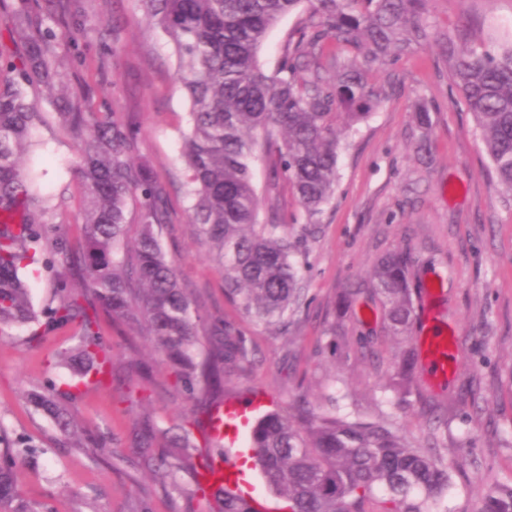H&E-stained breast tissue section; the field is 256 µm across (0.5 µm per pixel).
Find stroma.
<instances>
[{
  "mask_svg": "<svg viewBox=\"0 0 512 512\" xmlns=\"http://www.w3.org/2000/svg\"><path fill=\"white\" fill-rule=\"evenodd\" d=\"M84 4L79 45L88 59L104 48L102 27L117 18L125 22V48L117 59L122 80L113 83L92 67L71 75L69 46L61 42L54 47L61 87L90 89L100 111L134 113L138 153L151 161L169 190L172 222L164 241L175 244L181 257L180 282L207 303L224 306L222 278L187 222L179 130L186 124L188 103L171 80L174 59L167 38L160 28L141 24V0ZM494 25L512 30V0H430L426 42L374 67L370 80L386 96L341 145L335 198L306 244L302 286L308 305L285 336L243 321L257 345L258 361L230 384L241 393L257 388L279 405L300 392L319 404L332 397L345 411L368 419L388 417L412 445H426L421 403L412 396L398 398L385 387L400 341L386 335L375 305L341 303L344 290L379 256L411 252L417 283L444 285L427 311L458 333L453 376L434 385L427 364H420L417 373L422 392L448 406L442 454L453 478L449 512H474L470 485L512 483V195L492 178L471 115L452 92L448 65L438 51L447 36L464 44L485 37ZM38 109L49 117L34 132L44 144L35 154L41 182L49 193L64 195L59 217L74 223L82 197L73 169L75 143L50 120L55 96L41 95ZM423 111L430 114L429 124L418 120ZM337 316L345 333L333 338L328 328ZM24 336L20 328L0 335V424L40 447L36 457L22 459L17 467L25 499L59 500L66 512H129L138 501L144 512H210V502L193 495L190 473L176 470L159 480L145 467L128 466L138 415L119 400L123 369H116L111 387L89 390L78 403L81 420L110 428L115 447L96 462L59 447L53 422L35 411L24 393L49 378L68 379L67 370L48 367L47 356L71 338L58 332L49 347L29 349L22 344ZM367 336L375 337L380 362L362 360L359 341ZM154 388L155 418L201 413V406L173 394L167 370H157Z\"/></svg>",
  "mask_w": 512,
  "mask_h": 512,
  "instance_id": "1",
  "label": "stroma"
}]
</instances>
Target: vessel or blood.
<instances>
[{
  "instance_id": "obj_1",
  "label": "vessel or blood",
  "mask_w": 512,
  "mask_h": 512,
  "mask_svg": "<svg viewBox=\"0 0 512 512\" xmlns=\"http://www.w3.org/2000/svg\"><path fill=\"white\" fill-rule=\"evenodd\" d=\"M420 350L433 364L436 374H447L458 364L456 340L452 335L435 333L425 337ZM253 409V404L231 401L214 413L211 434L223 441L226 451L222 458L216 459L209 476L210 483L220 485L225 479L238 478L245 419Z\"/></svg>"
}]
</instances>
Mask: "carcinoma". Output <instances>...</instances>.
<instances>
[{
    "label": "carcinoma",
    "instance_id": "carcinoma-1",
    "mask_svg": "<svg viewBox=\"0 0 512 512\" xmlns=\"http://www.w3.org/2000/svg\"><path fill=\"white\" fill-rule=\"evenodd\" d=\"M305 1L311 9L281 61L264 68L260 51L269 31ZM142 2L146 20L168 37L173 79L189 101L182 132L188 223L218 266L224 299L237 316L286 332L302 302L307 239L335 197L341 138L355 134L380 103L366 68L425 39L430 0ZM83 13L82 0H68L58 18L21 5L9 37L25 52L0 48V335L25 327L26 344L40 347L51 333L71 331L72 344L49 360L69 368L71 382L51 380L27 398L56 423L65 446L97 459L112 446V433L80 423L77 402L82 389L113 380L112 330L121 332L130 354L128 375L143 384V395L123 394L131 407L152 402V368L137 358L143 340L174 376V387L212 410L230 399L224 383L253 367L257 348L238 321L200 305L182 287L161 240L170 224L167 189L149 162L133 160L140 129L132 116L95 111L82 90L55 113L76 143L84 206L78 224L57 221L58 205L42 191L33 160H25L32 129L44 120L32 95L55 85L50 42L77 41L74 20ZM120 33L112 25V52L97 60L100 73L112 71L114 85L121 81L111 65ZM443 56L492 171L512 194V34L463 46L450 36ZM288 196L306 217L298 230L296 215L283 212ZM132 203L138 230L130 242ZM413 267L407 251L384 254L363 287L346 292L378 303L385 330L402 342L414 320ZM36 279L52 288L40 307L32 297ZM413 362L408 347L391 365L390 385L404 395L417 391ZM442 424L448 407L428 404L429 427ZM197 429L192 415L167 422L148 416L132 446L161 477L179 466L191 470L194 493L212 500L213 512H255L239 482L209 484L224 443L207 434L208 451H201ZM250 430L248 458L283 512H447L441 504L451 475L437 444L413 446L388 419L318 409L296 395ZM21 448L34 455L39 445L12 438L0 425V512H58L20 494ZM473 495L476 512H512V484H481Z\"/></svg>",
    "mask_w": 512,
    "mask_h": 512
}]
</instances>
